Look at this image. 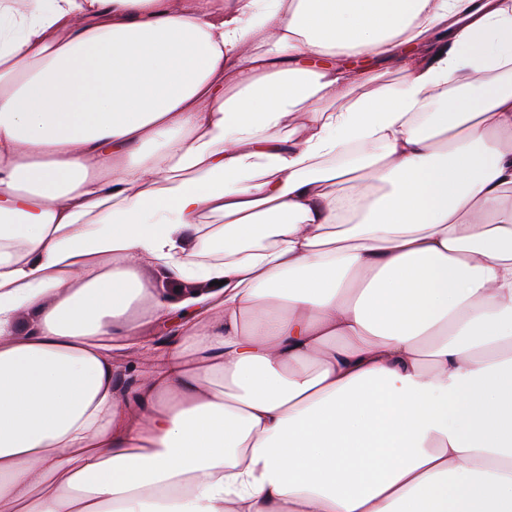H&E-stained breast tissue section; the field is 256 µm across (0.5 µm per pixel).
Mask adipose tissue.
Listing matches in <instances>:
<instances>
[{
    "instance_id": "ef3b65f1",
    "label": "adipose tissue",
    "mask_w": 512,
    "mask_h": 512,
    "mask_svg": "<svg viewBox=\"0 0 512 512\" xmlns=\"http://www.w3.org/2000/svg\"><path fill=\"white\" fill-rule=\"evenodd\" d=\"M2 506L512 512V0L0 6Z\"/></svg>"
}]
</instances>
